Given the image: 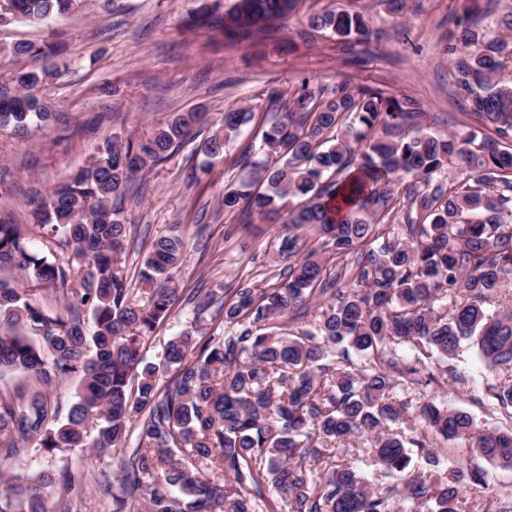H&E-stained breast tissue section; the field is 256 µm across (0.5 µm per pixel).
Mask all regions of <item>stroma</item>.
I'll list each match as a JSON object with an SVG mask.
<instances>
[{
    "mask_svg": "<svg viewBox=\"0 0 512 512\" xmlns=\"http://www.w3.org/2000/svg\"><path fill=\"white\" fill-rule=\"evenodd\" d=\"M346 2L302 0L274 36L258 32L233 41L189 27L197 0H82L78 10L45 25L0 26V44L5 46L39 43L56 34L67 47L68 62L60 78L36 91L63 113L64 122L30 126L22 137L0 131V221L31 224L30 196L47 193L89 163L111 136H139L172 113L196 109L206 114L197 133L202 140L220 129L225 111L247 104L252 117L221 157L204 160L189 142L142 176L138 192L124 207L128 232L123 259L132 288H140L138 273L153 241L177 234L184 238L185 249L172 276L184 294L202 288L221 299L243 286L279 287L286 264L278 256V225L243 221L225 213L223 205L224 187L238 174L240 158L256 152L273 120L274 111L267 105L270 90L288 95L302 80L331 84L346 75L357 84L419 99L426 110V130L445 133L463 119L461 107L450 97L446 35L449 14L462 13L465 0H407L399 18L387 12L383 0H361L382 35L353 63L340 56L335 41L300 36L309 10L340 8ZM186 330L204 337L223 335V310L212 307L197 323L191 305L176 307L146 339V360L159 363L165 343ZM442 365L446 374L439 383L396 389L394 398L406 413L395 432L427 433L415 409L430 396L469 413L479 429L512 427V407L487 409L478 403L498 374L486 367L472 341H462ZM427 435L429 449L439 456L437 474L449 478L454 471L469 469L485 474L484 484L464 486L465 512H478L492 499L512 504V466L486 459L471 439ZM136 445V437H129L103 458L89 450L47 454L32 444L6 473L72 470L80 477L69 493L73 512H109L97 484L103 478L116 480L123 459Z\"/></svg>",
    "mask_w": 512,
    "mask_h": 512,
    "instance_id": "1",
    "label": "stroma"
}]
</instances>
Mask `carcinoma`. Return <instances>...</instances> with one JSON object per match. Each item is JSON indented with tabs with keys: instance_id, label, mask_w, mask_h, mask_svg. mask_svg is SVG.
<instances>
[{
	"instance_id": "carcinoma-1",
	"label": "carcinoma",
	"mask_w": 512,
	"mask_h": 512,
	"mask_svg": "<svg viewBox=\"0 0 512 512\" xmlns=\"http://www.w3.org/2000/svg\"><path fill=\"white\" fill-rule=\"evenodd\" d=\"M494 2L471 0L448 28L451 91L465 131H426L416 99L342 77L332 85L305 80L288 97L268 93L280 116L263 131L239 184L224 187L223 204L245 221L285 219L286 281L237 289L224 302L227 334L202 341L183 332L166 343L158 366L145 363L143 343L179 302L172 271L185 242L171 235L152 244L139 273L148 298L133 302L120 261L122 204L140 176L193 137L205 113L175 112L139 138L113 136L90 163L29 200L36 226L64 257L48 259L31 248L24 228L1 223L0 268L54 286L66 313L0 279V376H21L0 394V467L34 441L48 452L105 454L138 422V445L123 462L110 512H275L265 502L267 485L289 512H391L397 497L429 512H459L461 486L484 483L483 473L458 470L450 483L433 475L438 458L425 439L391 432L388 423L403 410L393 396L400 381H437L438 359L465 339H475L490 369H512V311L486 307L512 281V80L501 79L512 63V12L495 27L474 22L491 16ZM297 4L234 0L227 12L198 18L234 38L285 24ZM78 7L79 0H5L0 24H40ZM307 26L351 55L378 39L364 8L313 12ZM5 52L53 59L64 47L51 35ZM60 75L56 63L15 73L17 91L0 93V127L22 133L49 123L55 113L31 90ZM249 115L243 107L225 112L222 129L199 151L222 154ZM451 165L470 174L435 180ZM405 177L411 183L401 189ZM398 207L407 212L395 236L387 221ZM297 230L340 260L354 257L357 284L328 272L318 249L302 251ZM321 297L312 328L286 336L272 330ZM188 302L200 319L215 298L199 289ZM402 344L412 358L388 350ZM161 368L172 373L164 388ZM73 375L77 401L63 422L48 392ZM485 400L512 407V385L488 387ZM419 412L430 431L470 437L481 455L512 466V429L480 431L469 414L433 400ZM359 436L371 438L374 462L402 484L372 488L354 464L334 461L333 446ZM416 452L427 467L415 465ZM73 483L69 472L11 478L0 512H51L47 491Z\"/></svg>"
}]
</instances>
